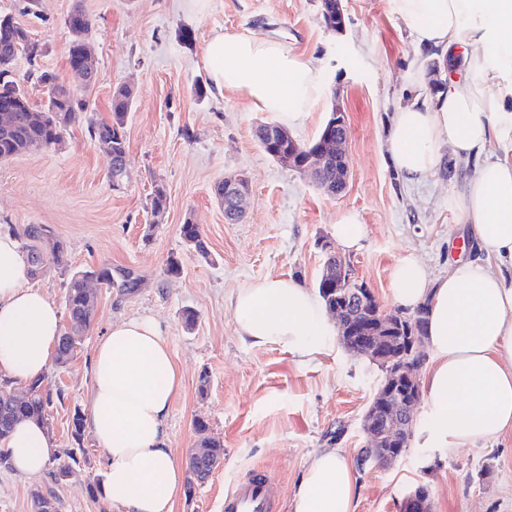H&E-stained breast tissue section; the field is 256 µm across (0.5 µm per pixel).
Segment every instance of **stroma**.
Wrapping results in <instances>:
<instances>
[{
	"instance_id": "1",
	"label": "stroma",
	"mask_w": 512,
	"mask_h": 512,
	"mask_svg": "<svg viewBox=\"0 0 512 512\" xmlns=\"http://www.w3.org/2000/svg\"><path fill=\"white\" fill-rule=\"evenodd\" d=\"M342 4L345 26L337 33L325 26L322 0H0V14L19 19L43 51L37 65L23 56L13 65L31 103L46 102L29 77L32 68L80 84L67 62L66 25L78 8L94 23L89 45L101 74L90 94L95 119L109 118L116 88L135 91L125 125L130 180L113 189L109 156L86 123L73 125L60 144L0 162V229L19 234L26 225L46 224L65 242L64 267L33 280L57 308L65 306L73 272L109 265L140 278L131 294L99 288L96 317L77 355L44 374L56 393L49 436L57 449L80 450L73 477L53 482L56 457L37 475L0 467V512H30L37 488L56 495L59 512H114L98 490L102 451L90 432L73 438L71 426L85 410L99 341L113 321L138 315L159 321L183 374L167 420L176 459L186 463L199 420L224 449L209 481L194 497H180L174 512H222L225 492L262 470L282 488L273 512H293L315 454L330 448L353 467V512H403L421 485L433 512H512V431L446 453L411 446L386 467L361 463L362 418L382 378L378 366L336 339L304 364L281 346L244 344L236 332L229 299L238 288L269 276L316 286L323 244L334 241L341 212H356L365 227L360 249L345 257L387 311L396 307L390 283L403 257H418L437 277L447 274L451 259L475 252L468 225L458 223L451 206L466 169L449 156L435 176L409 183L386 159L390 116L408 100L406 76L422 69L426 50L414 43L392 0ZM220 30L278 40L318 61L326 92L291 133L311 142L333 106L343 107L350 179L342 195L324 194L260 148L254 128L274 122L272 113L255 110L244 93L213 88L205 48ZM232 174L245 175L250 186L237 224L225 223L216 192ZM158 184L168 205L157 218L150 195ZM189 218L199 224L209 258L186 246L181 227ZM172 259L180 265L175 275L167 272ZM188 310L196 315L190 326ZM203 377L209 385L202 394Z\"/></svg>"
}]
</instances>
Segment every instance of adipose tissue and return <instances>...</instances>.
Returning <instances> with one entry per match:
<instances>
[{
  "mask_svg": "<svg viewBox=\"0 0 512 512\" xmlns=\"http://www.w3.org/2000/svg\"><path fill=\"white\" fill-rule=\"evenodd\" d=\"M418 47L439 58L464 49L462 79L430 94L421 74L392 113L384 142L388 162L420 183L443 163L442 147L469 167L453 203L471 227L480 255L451 262L431 277L409 255L391 282L395 302L429 303L425 377L429 424L422 447L449 451L512 430V0H392ZM217 91L245 93L253 107L283 125L302 124L324 93L321 68L287 45L256 35L216 32L206 51ZM27 261L13 232L0 230V371L31 382L51 364L63 331L61 314L27 285ZM241 338L278 344L310 362L332 326L316 294L292 277H266L231 302ZM86 423L103 453V491L120 512H174L185 471L169 444L166 422L182 375L149 316L113 323L93 359ZM13 468L38 474L55 455L48 434L19 423L0 443ZM354 473L336 450L315 456L295 512H352Z\"/></svg>",
  "mask_w": 512,
  "mask_h": 512,
  "instance_id": "obj_1",
  "label": "adipose tissue"
}]
</instances>
